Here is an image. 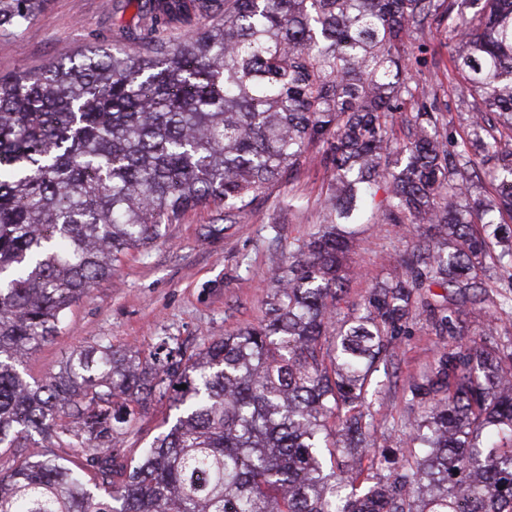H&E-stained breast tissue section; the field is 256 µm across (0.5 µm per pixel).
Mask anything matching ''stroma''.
I'll return each instance as SVG.
<instances>
[{
  "label": "stroma",
  "mask_w": 512,
  "mask_h": 512,
  "mask_svg": "<svg viewBox=\"0 0 512 512\" xmlns=\"http://www.w3.org/2000/svg\"><path fill=\"white\" fill-rule=\"evenodd\" d=\"M136 13V6L123 0H50L19 38L0 36V75L39 70L64 49L125 43ZM427 41L434 53L413 63L415 81L426 92L437 93L449 132L464 133L477 101L466 85L448 88L444 33L429 34ZM324 180L323 169L311 166L300 179L296 200H289L287 189L274 191L230 225L223 210L201 206L168 225L165 235L149 247L130 250L110 278L95 283L72 307L61 335L29 356L28 380L58 372L74 349L104 337L114 345L148 352L155 337L170 336L192 349L206 339L258 324L289 243L307 238L322 219ZM405 246L399 225H362L346 258L349 279L341 311L360 307L367 290L388 277L392 256ZM437 342L420 322L394 341L388 375L373 399L380 447H403L420 408L404 396L401 386L432 364ZM173 417L168 400L149 399L125 448L137 453Z\"/></svg>",
  "instance_id": "stroma-1"
}]
</instances>
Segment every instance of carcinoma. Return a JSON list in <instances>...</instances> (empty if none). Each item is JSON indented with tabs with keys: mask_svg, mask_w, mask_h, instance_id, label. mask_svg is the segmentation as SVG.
I'll return each instance as SVG.
<instances>
[{
	"mask_svg": "<svg viewBox=\"0 0 512 512\" xmlns=\"http://www.w3.org/2000/svg\"><path fill=\"white\" fill-rule=\"evenodd\" d=\"M47 0H0L16 35ZM147 36L0 76V512H512V340L462 316L512 313V0H140ZM224 19L175 41L190 15ZM442 30L448 77L479 96L466 135L413 96L404 48ZM402 124L404 138L396 137ZM324 169L322 223L288 249L265 318L187 352L110 341L30 383L126 251L213 204L236 217ZM385 197L376 202L378 189ZM381 217L416 241L359 308L344 260ZM442 292H437V289ZM425 317L439 347L404 393L407 447L371 411L393 340ZM177 411L138 457L123 443L152 396ZM58 445L81 455H58ZM369 457L374 475L350 462ZM207 474V482L196 476Z\"/></svg>",
	"mask_w": 512,
	"mask_h": 512,
	"instance_id": "1",
	"label": "carcinoma"
}]
</instances>
